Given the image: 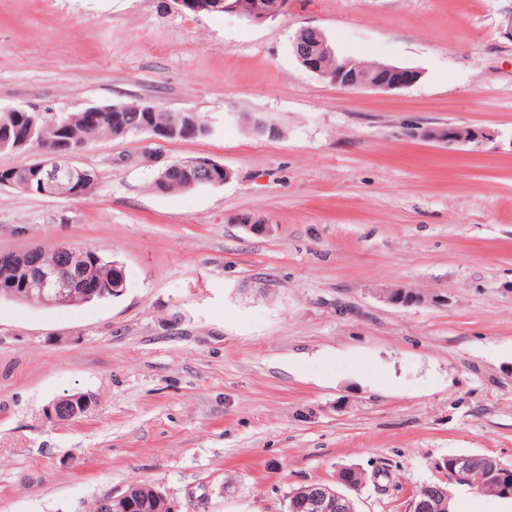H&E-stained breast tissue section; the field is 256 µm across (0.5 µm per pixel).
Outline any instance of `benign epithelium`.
<instances>
[{
    "mask_svg": "<svg viewBox=\"0 0 512 512\" xmlns=\"http://www.w3.org/2000/svg\"><path fill=\"white\" fill-rule=\"evenodd\" d=\"M183 10L192 13L209 12L224 5V14L244 18L255 24L275 18L288 10V0H175ZM292 52L299 64L307 71L344 89H374L394 91L415 84L421 72L413 67L396 64L378 63L369 66L354 59H340L328 43L323 32L313 26L301 28L292 42ZM135 109L141 112H162L164 108L140 102L124 103L110 106L89 105L87 112H126ZM142 131L149 134L148 141L181 140L194 138L200 132H213L211 123L192 111L179 113V121L163 126L147 125ZM254 133L270 139L280 137L281 130L263 117L256 118ZM413 139L442 144L448 148L472 146L481 149L496 140L497 134L489 129L471 126L446 124L442 126L422 127L416 125L407 131ZM29 150L36 154V160L29 164L35 176L39 177V192L43 196L58 198H76L87 194L98 181V172L82 167L77 159L83 150L72 144H58L50 149L32 145ZM176 176L187 187L208 182L213 186L223 185L233 179L234 173L223 164L204 157H187L175 163L164 164L154 181L156 190L165 191L169 178ZM83 288L89 297L104 295L108 292L122 295L126 288L124 269L112 264V284L93 280L83 273L82 267L37 262L26 268L24 285L21 288H4V296L20 302L41 307H56L69 303L70 290ZM382 298L392 304L416 306L425 302V296L418 292L405 293L400 288L387 292ZM91 399L85 394L76 397L65 396L53 401L47 408L50 418L57 421L70 420L86 411ZM302 508L307 512H353L346 496L333 491L319 490L315 487H303L297 491ZM138 491L132 488L115 496L103 497L105 506L117 509L134 504Z\"/></svg>",
    "mask_w": 512,
    "mask_h": 512,
    "instance_id": "7a95c632",
    "label": "benign epithelium"
}]
</instances>
